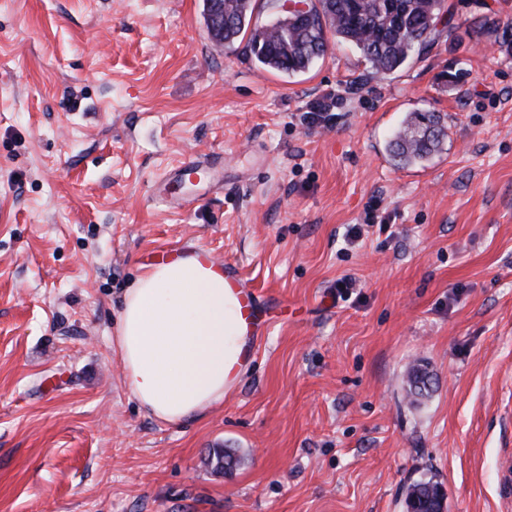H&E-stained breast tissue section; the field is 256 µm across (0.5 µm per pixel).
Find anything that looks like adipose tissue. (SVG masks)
<instances>
[{
	"label": "adipose tissue",
	"instance_id": "ef3b65f1",
	"mask_svg": "<svg viewBox=\"0 0 512 512\" xmlns=\"http://www.w3.org/2000/svg\"><path fill=\"white\" fill-rule=\"evenodd\" d=\"M244 331L223 267L195 253L146 267L125 295L116 336L131 393L163 422L199 418L235 384Z\"/></svg>",
	"mask_w": 512,
	"mask_h": 512
}]
</instances>
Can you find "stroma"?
I'll list each match as a JSON object with an SVG mask.
<instances>
[{
	"instance_id": "stroma-1",
	"label": "stroma",
	"mask_w": 512,
	"mask_h": 512,
	"mask_svg": "<svg viewBox=\"0 0 512 512\" xmlns=\"http://www.w3.org/2000/svg\"><path fill=\"white\" fill-rule=\"evenodd\" d=\"M447 2L454 39L353 92L355 47L274 73L212 42L203 0H0V512H406L424 475L446 512H512V0ZM410 112L448 137L401 168ZM196 251L259 324L174 425L115 336L145 266Z\"/></svg>"
}]
</instances>
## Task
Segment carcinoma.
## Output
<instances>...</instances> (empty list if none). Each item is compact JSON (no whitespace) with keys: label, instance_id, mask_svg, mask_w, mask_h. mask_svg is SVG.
<instances>
[{"label":"carcinoma","instance_id":"1","mask_svg":"<svg viewBox=\"0 0 512 512\" xmlns=\"http://www.w3.org/2000/svg\"><path fill=\"white\" fill-rule=\"evenodd\" d=\"M386 0H322L311 19L281 15L263 26L249 27L254 10L252 0H204L205 18L211 39L225 46L246 41L251 55L264 68L294 74L310 68L324 56L328 36L356 47L369 70L352 83L362 87L369 80L384 78L408 64L434 45L439 30L426 32L421 21L443 11V28L456 29L451 7L439 9L441 0H395L402 14L399 24L381 30L384 17L377 8ZM447 137L443 117L436 112H413L390 140L393 158L402 166L428 160ZM431 391V378L423 369L409 375V392L423 398ZM407 512H444L445 497L435 476H422L406 488Z\"/></svg>","mask_w":512,"mask_h":512}]
</instances>
